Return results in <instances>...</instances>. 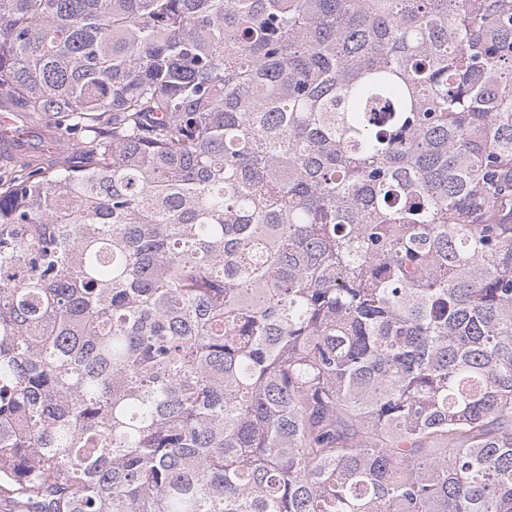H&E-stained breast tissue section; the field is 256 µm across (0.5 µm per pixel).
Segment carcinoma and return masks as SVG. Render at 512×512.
Returning a JSON list of instances; mask_svg holds the SVG:
<instances>
[{
    "mask_svg": "<svg viewBox=\"0 0 512 512\" xmlns=\"http://www.w3.org/2000/svg\"><path fill=\"white\" fill-rule=\"evenodd\" d=\"M0 492L512 512V0H0ZM1 113L2 112H0V154L2 153V155L15 156L22 150V147L20 146L23 144L24 139L27 138V129L29 127L28 125L19 124L20 119L18 113ZM45 121L52 126V128L49 129L51 131L46 132V134L49 133L53 141L48 139L47 135H45V139H42L40 136V134L47 129L44 127V121H40L38 125L30 123L31 128L37 132L35 133V140L31 142L33 145L32 148L21 152V154L15 156V159L13 160L2 161L0 157L1 175H9L16 160H20L21 157L27 155H38L42 156L45 161H48L54 156L55 152L60 147L71 149L78 147L75 146L77 143V137L71 134V131H69L63 123L57 124L54 116H46Z\"/></svg>",
    "mask_w": 512,
    "mask_h": 512,
    "instance_id": "obj_1",
    "label": "carcinoma"
}]
</instances>
